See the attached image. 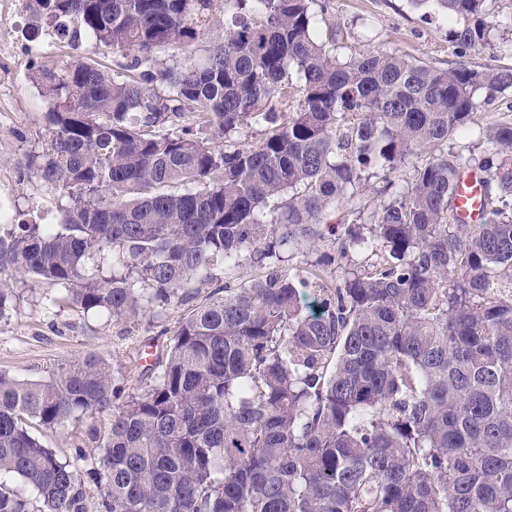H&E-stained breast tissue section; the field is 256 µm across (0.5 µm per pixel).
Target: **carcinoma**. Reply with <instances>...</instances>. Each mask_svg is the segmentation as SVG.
<instances>
[{
	"label": "carcinoma",
	"instance_id": "carcinoma-1",
	"mask_svg": "<svg viewBox=\"0 0 512 512\" xmlns=\"http://www.w3.org/2000/svg\"><path fill=\"white\" fill-rule=\"evenodd\" d=\"M315 2L224 0L226 24L211 0H28L58 37L149 68L33 73L52 108L30 167L65 204L57 224L0 214V321L29 280L57 287L47 311L130 324L218 266L225 281L134 385L96 353L47 381L0 373V512H86L87 481L96 512H512V123L453 146L512 68L342 59ZM414 2L458 23L461 55L502 28L490 0ZM205 37L199 64L159 56ZM251 125L257 144L218 143ZM419 154L370 213L326 223ZM465 170L482 176L477 224L455 206ZM304 248L335 282L286 268ZM242 265L257 275L237 285ZM87 414L103 426L72 461L32 433Z\"/></svg>",
	"mask_w": 512,
	"mask_h": 512
}]
</instances>
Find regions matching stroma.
I'll return each mask as SVG.
<instances>
[{
    "mask_svg": "<svg viewBox=\"0 0 512 512\" xmlns=\"http://www.w3.org/2000/svg\"><path fill=\"white\" fill-rule=\"evenodd\" d=\"M38 24L41 38H52L48 53L30 54L26 31ZM0 25L15 28L20 43L16 52L0 60V198L11 217L46 216L59 223L62 203L56 193L29 167L31 149L46 142L45 115L49 104L32 83L33 72L78 57L93 58L102 68L115 69L111 50L92 49L87 38L53 39V25L34 22L31 15L15 18L8 0H0ZM453 24L431 8L414 6L412 0H330L319 18V35L335 37L339 55L356 56L374 50L394 51L430 67L443 69L458 61L469 66L512 67V50L486 48L459 56L449 32ZM54 285L39 282L34 292L17 300L11 320L0 326V371L43 381L73 357L97 353L110 358L124 375L140 372L137 354L144 345L163 353L174 330L190 311L170 306L158 322L129 324L101 315H86L68 306L45 311L43 300L55 294Z\"/></svg>",
    "mask_w": 512,
    "mask_h": 512,
    "instance_id": "35a3bbf8",
    "label": "stroma"
}]
</instances>
